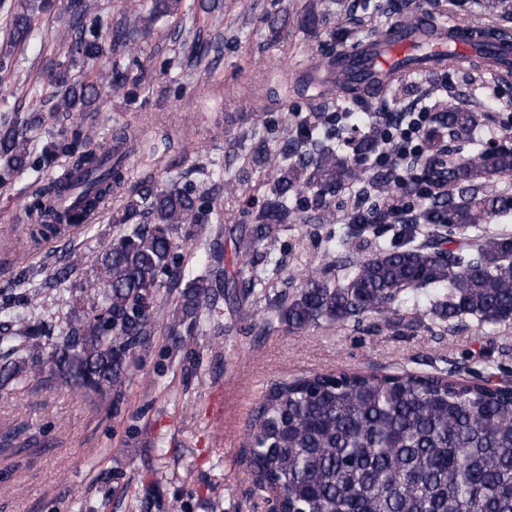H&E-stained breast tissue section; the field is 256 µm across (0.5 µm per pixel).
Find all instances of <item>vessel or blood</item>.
Here are the masks:
<instances>
[{
  "mask_svg": "<svg viewBox=\"0 0 512 512\" xmlns=\"http://www.w3.org/2000/svg\"><path fill=\"white\" fill-rule=\"evenodd\" d=\"M423 31L391 28L375 40L359 43L344 56L339 68L355 84L371 86L388 74L400 76L446 68L449 58H475L477 50L487 55L486 69L500 75L512 70V51L480 45L474 28L448 25L422 14Z\"/></svg>",
  "mask_w": 512,
  "mask_h": 512,
  "instance_id": "vessel-or-blood-1",
  "label": "vessel or blood"
}]
</instances>
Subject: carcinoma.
I'll return each mask as SVG.
<instances>
[{"label": "carcinoma", "mask_w": 512, "mask_h": 512, "mask_svg": "<svg viewBox=\"0 0 512 512\" xmlns=\"http://www.w3.org/2000/svg\"><path fill=\"white\" fill-rule=\"evenodd\" d=\"M185 0H136L106 40L87 22L76 0L65 33V61L46 75L56 110L76 117L52 150L34 156L29 132L43 123L41 110L0 114V186L15 174L36 170L52 156L69 158L75 182L54 178L36 189L30 215L46 237L57 225H84L102 200L123 192L127 138L117 132L95 144L82 125L96 110L101 87L122 91L129 75L93 72L159 15L174 17ZM14 12L9 39L23 44L37 24L29 4ZM80 66L81 75L72 74ZM358 98L375 92L350 82L331 85ZM434 121L453 136L469 135L477 113L453 104ZM322 125L296 133L276 162L277 177L264 205L247 212L253 228L239 242L243 257L268 253L280 224L302 220L299 204L312 196L333 220L327 195L346 179L365 177L359 162L325 144ZM431 182L448 186L432 196L415 219L400 225L397 243L345 265L341 278L309 276L289 302L274 303L280 321L299 332L376 316L386 327L404 320L412 294H424L432 315L448 327L475 319L496 324L512 318V235L477 236L468 249L445 247L441 224L477 230L512 213V196L487 187L492 177L512 176V144L493 143L474 154L448 157L428 168ZM140 217L144 224H133ZM113 223L118 232L93 260V276L80 284L79 307L67 326L34 315L0 318V390L55 380L84 393L119 391L138 352L154 335L160 292L179 288L172 336L194 335L224 300V250L212 241L211 202L206 191L178 179L163 188L142 185L126 193ZM212 243L205 272L190 277L179 249L178 229ZM428 240L417 242L423 229ZM247 445L256 464L259 494L280 491L284 512H512V387L489 381H457L410 373L316 374L272 386L254 411Z\"/></svg>", "instance_id": "cac0c4a2"}]
</instances>
